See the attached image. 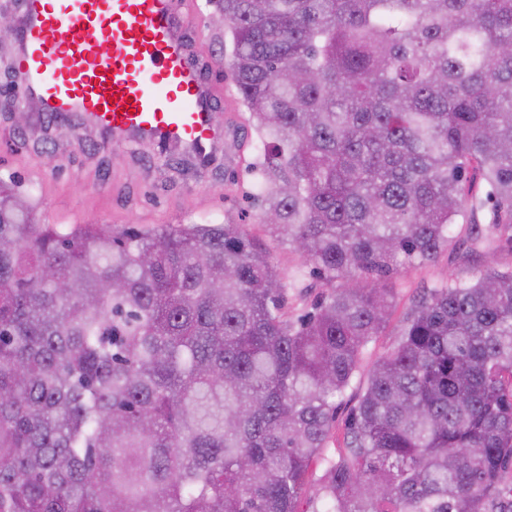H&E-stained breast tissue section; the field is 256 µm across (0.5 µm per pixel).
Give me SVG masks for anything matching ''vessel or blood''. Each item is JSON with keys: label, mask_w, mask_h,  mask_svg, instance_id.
Returning a JSON list of instances; mask_svg holds the SVG:
<instances>
[{"label": "vessel or blood", "mask_w": 512, "mask_h": 512, "mask_svg": "<svg viewBox=\"0 0 512 512\" xmlns=\"http://www.w3.org/2000/svg\"><path fill=\"white\" fill-rule=\"evenodd\" d=\"M17 25L15 72L42 116L198 159L215 149L217 86L178 0H20Z\"/></svg>", "instance_id": "vessel-or-blood-1"}]
</instances>
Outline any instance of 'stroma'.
Instances as JSON below:
<instances>
[{"label": "stroma", "instance_id": "stroma-1", "mask_svg": "<svg viewBox=\"0 0 512 512\" xmlns=\"http://www.w3.org/2000/svg\"><path fill=\"white\" fill-rule=\"evenodd\" d=\"M189 27L198 35L193 47L207 75L224 83L230 77L233 44L224 34L223 15L214 6L202 7ZM215 120L224 130V144L202 164L170 146L134 149L112 142L94 127L78 130L66 121L47 124L31 109L20 122L0 112V179L13 183L32 205L39 224H105L117 231L204 221L243 225L274 256L284 279L298 278V288L288 292V312L303 316L317 294V277L298 253L266 236L259 223L254 196L261 175L251 163L260 148L246 126L245 110L220 96ZM35 166L44 169L42 178L32 177ZM493 219L491 206H484L473 224L452 227L447 248L433 262L407 263L392 275L398 306L382 336L367 345L350 387L336 402V418L320 459L310 467L299 512H310L326 460L344 453L346 420L366 372L395 344L420 289L470 280L490 260L503 270L512 267V245L490 232ZM477 232L484 243L476 248L472 237Z\"/></svg>", "mask_w": 512, "mask_h": 512}]
</instances>
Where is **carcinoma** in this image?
Returning <instances> with one entry per match:
<instances>
[{
  "label": "carcinoma",
  "mask_w": 512,
  "mask_h": 512,
  "mask_svg": "<svg viewBox=\"0 0 512 512\" xmlns=\"http://www.w3.org/2000/svg\"><path fill=\"white\" fill-rule=\"evenodd\" d=\"M264 149L260 224L32 223L0 182V512H299L387 279L470 224L512 245V0H217ZM344 281L336 287V280ZM312 512H512V268L423 289Z\"/></svg>",
  "instance_id": "cac0c4a2"
}]
</instances>
